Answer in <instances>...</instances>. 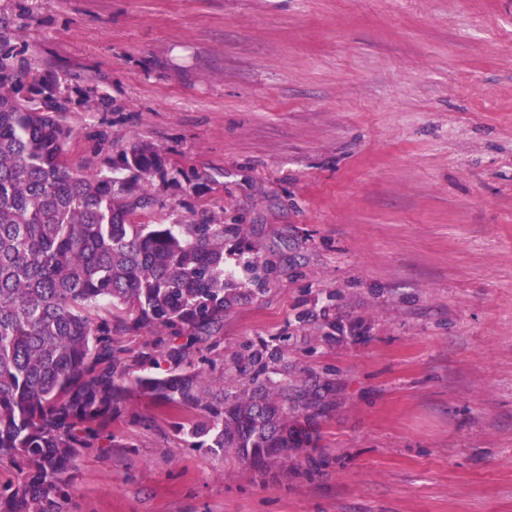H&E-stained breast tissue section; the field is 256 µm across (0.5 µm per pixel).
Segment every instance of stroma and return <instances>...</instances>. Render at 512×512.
<instances>
[{
  "mask_svg": "<svg viewBox=\"0 0 512 512\" xmlns=\"http://www.w3.org/2000/svg\"><path fill=\"white\" fill-rule=\"evenodd\" d=\"M0 42L67 98L74 169L153 143L149 223L223 214L243 288L273 261L218 352L332 385L266 474L132 396L75 512H512V0H0Z\"/></svg>",
  "mask_w": 512,
  "mask_h": 512,
  "instance_id": "35a3bbf8",
  "label": "stroma"
}]
</instances>
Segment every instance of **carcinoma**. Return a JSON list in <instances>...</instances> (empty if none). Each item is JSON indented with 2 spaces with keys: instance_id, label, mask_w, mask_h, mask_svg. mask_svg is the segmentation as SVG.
Wrapping results in <instances>:
<instances>
[{
  "instance_id": "obj_1",
  "label": "carcinoma",
  "mask_w": 512,
  "mask_h": 512,
  "mask_svg": "<svg viewBox=\"0 0 512 512\" xmlns=\"http://www.w3.org/2000/svg\"><path fill=\"white\" fill-rule=\"evenodd\" d=\"M68 111L0 48V465L17 471L0 480V512H73L79 463L112 447L106 430L134 393L173 410L195 448L261 472L288 463L311 442L300 411L321 392L288 382L285 351L245 344L217 378L194 361L224 312L261 292L224 269L223 217L143 223L164 155L135 141L74 171ZM142 324L158 336L132 353L124 334Z\"/></svg>"
}]
</instances>
